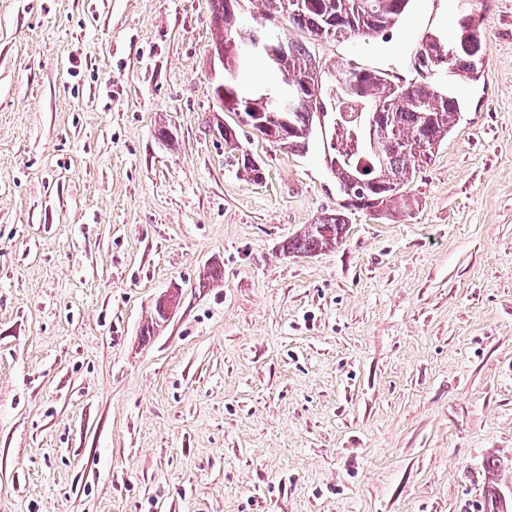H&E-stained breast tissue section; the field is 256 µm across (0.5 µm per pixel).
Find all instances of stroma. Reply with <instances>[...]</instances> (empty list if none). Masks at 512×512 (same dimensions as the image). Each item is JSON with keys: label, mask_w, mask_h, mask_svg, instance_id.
<instances>
[{"label": "stroma", "mask_w": 512, "mask_h": 512, "mask_svg": "<svg viewBox=\"0 0 512 512\" xmlns=\"http://www.w3.org/2000/svg\"><path fill=\"white\" fill-rule=\"evenodd\" d=\"M473 9L484 73L413 210L293 257L342 199L321 139L225 146L208 0H0V512L512 496V0ZM431 11L319 52L408 73Z\"/></svg>", "instance_id": "obj_1"}]
</instances>
